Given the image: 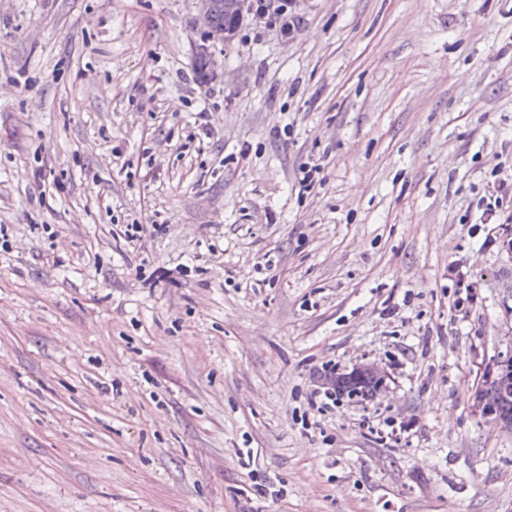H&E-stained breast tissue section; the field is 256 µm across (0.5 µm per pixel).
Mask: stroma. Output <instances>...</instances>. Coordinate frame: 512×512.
<instances>
[{
	"label": "stroma",
	"instance_id": "1",
	"mask_svg": "<svg viewBox=\"0 0 512 512\" xmlns=\"http://www.w3.org/2000/svg\"><path fill=\"white\" fill-rule=\"evenodd\" d=\"M294 22L204 83L195 0H0V512H512L473 406L512 346L476 208L512 176V0ZM366 361L384 394L309 407Z\"/></svg>",
	"mask_w": 512,
	"mask_h": 512
}]
</instances>
